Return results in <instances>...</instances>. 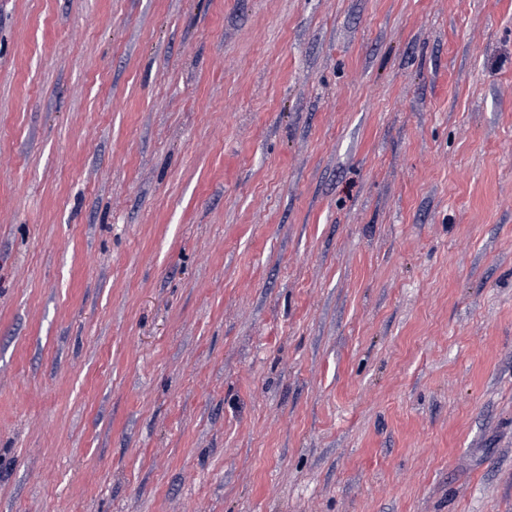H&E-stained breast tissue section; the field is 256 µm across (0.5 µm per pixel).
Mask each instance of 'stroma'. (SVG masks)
Listing matches in <instances>:
<instances>
[{"instance_id": "35a3bbf8", "label": "stroma", "mask_w": 512, "mask_h": 512, "mask_svg": "<svg viewBox=\"0 0 512 512\" xmlns=\"http://www.w3.org/2000/svg\"><path fill=\"white\" fill-rule=\"evenodd\" d=\"M0 512H512V0H0Z\"/></svg>"}]
</instances>
